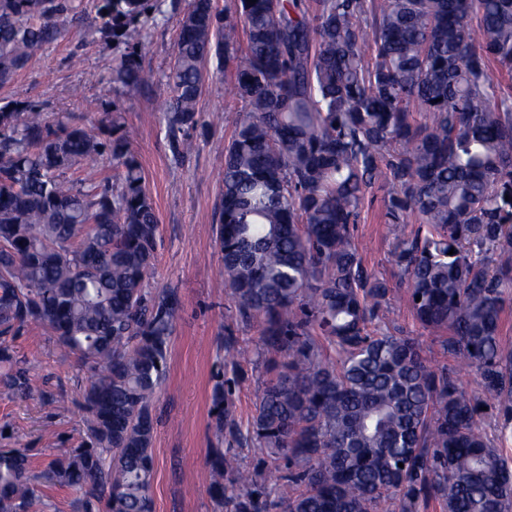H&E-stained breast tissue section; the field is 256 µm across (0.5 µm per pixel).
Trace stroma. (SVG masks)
Instances as JSON below:
<instances>
[{
    "mask_svg": "<svg viewBox=\"0 0 512 512\" xmlns=\"http://www.w3.org/2000/svg\"><path fill=\"white\" fill-rule=\"evenodd\" d=\"M170 9L152 30L142 62L156 79L146 90L116 88L109 109L122 117L132 151L139 162L159 224L160 245L147 281L154 291L172 290L181 301V316L172 336L169 373L154 403L152 498L154 512H213L208 493V457L215 443L210 417L211 394L218 377L232 387L241 427H248L261 393L266 369L257 361L259 328L235 317L231 294L224 286L221 253L215 239L221 186L214 177L224 164L245 103L233 90L224 62L211 58L198 108L200 124L190 136L195 149L174 156L167 133V75L173 65L178 23L188 0H165ZM102 21L94 8L64 17L58 39L40 51L13 82L0 87V100L25 99L45 104L47 113L70 112L90 126L104 112H88L83 99L94 97L112 72L113 51L103 49ZM383 190L366 195L355 230V245L368 268L399 280L393 264L397 227L382 218ZM384 331L416 338L425 357L437 366H453L444 352V333L422 329L406 306L395 305ZM239 351L224 352L225 336ZM16 357L29 370V393L20 396L0 384V446L28 448L35 470H43L86 432L83 408L85 372L53 336L27 327L10 337ZM55 400H47V393Z\"/></svg>",
    "mask_w": 512,
    "mask_h": 512,
    "instance_id": "1",
    "label": "stroma"
}]
</instances>
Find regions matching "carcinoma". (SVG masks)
I'll return each mask as SVG.
<instances>
[{"mask_svg":"<svg viewBox=\"0 0 512 512\" xmlns=\"http://www.w3.org/2000/svg\"><path fill=\"white\" fill-rule=\"evenodd\" d=\"M115 85L154 82L140 51L163 0H94ZM84 0H0V86ZM246 45L234 43L238 31ZM224 54L246 112L224 149L215 228L236 316L257 322L270 378L247 432L232 395H211L219 447L215 512H512V468L479 425L512 410V0H188L166 112L170 142L199 123L204 65ZM497 69L498 76L492 75ZM109 154L123 167L72 177ZM387 189V224H408L394 263L403 299L482 397L435 367L408 336L380 330L392 289L364 264L353 232L366 192ZM159 224L118 117L86 127L28 100L0 106V337L35 325L89 372V436L35 474L26 448H0V512H45L38 483L75 491L76 512H152L153 403L166 380L181 302L145 280ZM454 254H449V251ZM336 352V358L327 349ZM0 381L28 371L0 343ZM284 463L258 483L222 444Z\"/></svg>","mask_w":512,"mask_h":512,"instance_id":"cac0c4a2","label":"carcinoma"}]
</instances>
